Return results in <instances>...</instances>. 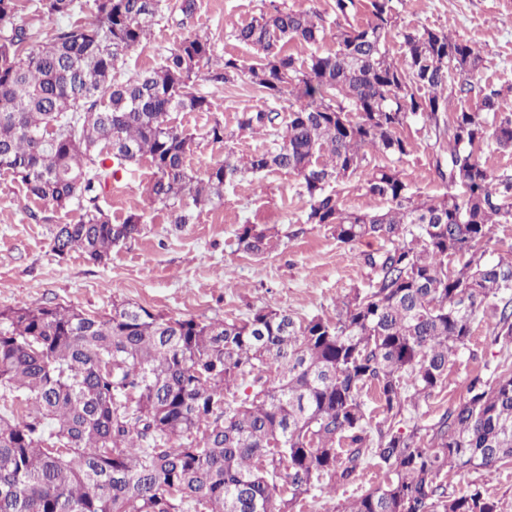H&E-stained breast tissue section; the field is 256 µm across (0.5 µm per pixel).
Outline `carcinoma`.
Here are the masks:
<instances>
[{"label":"carcinoma","mask_w":512,"mask_h":512,"mask_svg":"<svg viewBox=\"0 0 512 512\" xmlns=\"http://www.w3.org/2000/svg\"><path fill=\"white\" fill-rule=\"evenodd\" d=\"M391 2L370 0V19L354 26L344 19L356 0H335L336 49L307 60L283 46L323 40L318 12L277 9L235 28L255 50L248 71L267 101L238 128L274 139L242 158L230 150L198 177L186 165L195 136L170 115L209 111L196 79L230 83L236 59L214 58L209 40L190 34L159 67L124 77L161 0H94L36 49L39 32L20 19L19 0H0V172L19 177L30 198L82 211L55 230L57 256L101 264L143 232L138 213L112 222L99 191L144 160L154 169L149 199L171 209L174 224L189 223L176 211L183 200L213 205L224 184L278 169L300 178L305 223L344 245L382 242L362 254L371 284L339 299L334 318L260 308L207 322L116 301L104 314L0 310V512H302L372 464L382 479L345 512H501L477 487L449 489L442 474L512 465V360L472 377L468 397L436 423L401 424L446 383L479 314L493 341L512 342V260L484 259L492 227L512 223V176L478 156L490 141L512 149V118L488 120L512 87L475 85L480 49L400 26ZM79 7L38 0L59 18ZM394 35L398 59L387 48ZM472 95L478 106L448 112L450 99ZM417 114L448 140L434 164L448 187L440 199H416L389 166L365 172L370 152H409L401 130ZM364 172L366 193L386 209L349 211L328 190ZM271 238L243 224L238 250L260 256ZM244 385L251 393L241 396Z\"/></svg>","instance_id":"1"}]
</instances>
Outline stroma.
Segmentation results:
<instances>
[{
	"label": "stroma",
	"mask_w": 512,
	"mask_h": 512,
	"mask_svg": "<svg viewBox=\"0 0 512 512\" xmlns=\"http://www.w3.org/2000/svg\"><path fill=\"white\" fill-rule=\"evenodd\" d=\"M182 0H164L159 22L127 56L125 71L156 67L184 36L209 39L215 58H236L241 70L232 83L198 80L197 89L211 102L207 112H176L175 124L195 133L186 164L194 172L223 159L227 151L246 155L265 149L264 136L239 131L240 113L264 107L248 67L252 47L236 41L232 29L269 11L271 5L314 10L334 20V0H195L191 15ZM401 26L448 32L476 46L482 62L476 84L512 86V0H393ZM221 122L229 136L213 142L206 132ZM411 151L392 167L411 192L423 199L442 197L447 187L433 173L432 160L447 147L421 118H410L402 130ZM154 176L149 163L133 164L109 183L99 198L113 221L142 213L143 233L116 247L107 264L96 265L77 253L60 258L52 251L57 225L76 223V208L56 209L28 199L20 180L0 175V310L30 304H67L90 312L110 311L113 302H131L152 312L199 320L245 318L259 308L286 310L299 317L335 316L336 304L351 289L367 287L371 271L361 256L378 249L365 239L347 246L328 227L308 224V198L299 178L272 169L245 175L224 187L220 204L193 209L188 224H175L170 211L151 204L146 188ZM275 229V246L255 257L237 249L240 225ZM512 358V342H492L489 323L477 319L467 350L450 362L441 389L421 402L414 415L422 425L435 423L466 397L470 379L503 358ZM450 488L481 487L512 512V467L487 476L482 471L452 470Z\"/></svg>",
	"instance_id": "35a3bbf8"
}]
</instances>
